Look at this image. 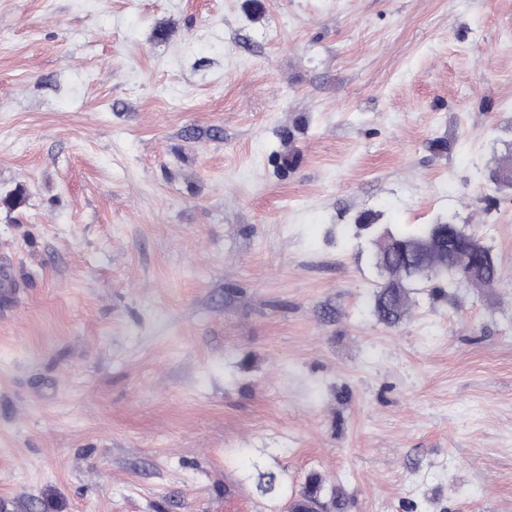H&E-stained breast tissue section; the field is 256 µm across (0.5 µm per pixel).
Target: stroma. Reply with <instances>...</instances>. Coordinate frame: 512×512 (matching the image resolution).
I'll return each instance as SVG.
<instances>
[{
    "label": "stroma",
    "mask_w": 512,
    "mask_h": 512,
    "mask_svg": "<svg viewBox=\"0 0 512 512\" xmlns=\"http://www.w3.org/2000/svg\"><path fill=\"white\" fill-rule=\"evenodd\" d=\"M511 155L512 0H0V512H512ZM460 229V228H459ZM456 248L468 254L479 268L475 282L468 283L464 280L450 276L435 277L446 263L447 255L444 250L435 243L423 246L429 271L426 275H412L406 267L407 257L400 253L392 254L389 258V271L391 280H385L375 296V312L382 322L388 325L397 324L405 315L409 306V291L414 284L426 279L428 283L443 282L448 288H486L500 278V269L495 259L494 263L483 262V252L491 251L475 235L469 234L463 227L456 240ZM315 483V490H323V483L321 480H319L317 477L312 478ZM315 490L310 488L309 483L302 489V491L297 494L295 497L289 499L283 508V512H297L301 509L307 510L309 503H314L319 508H321L325 512H335L336 510L341 509L343 506V497L344 492L340 486H336L330 490V494L328 496V499L326 502L321 503L318 502L315 497L314 493Z\"/></svg>",
    "instance_id": "obj_1"
}]
</instances>
